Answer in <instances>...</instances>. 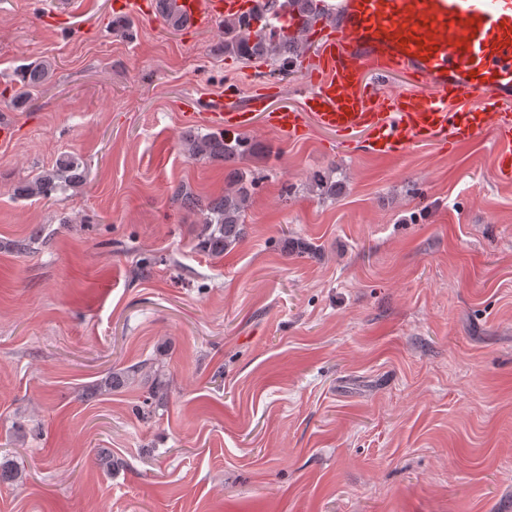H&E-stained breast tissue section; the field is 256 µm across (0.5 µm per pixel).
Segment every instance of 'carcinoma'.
Masks as SVG:
<instances>
[{
    "mask_svg": "<svg viewBox=\"0 0 512 512\" xmlns=\"http://www.w3.org/2000/svg\"><path fill=\"white\" fill-rule=\"evenodd\" d=\"M176 0H157L159 12L173 29L184 25L182 16L175 5ZM297 8L314 20L322 15L316 0H260L259 6L234 19L224 20V55L241 61L245 65L264 63L270 66V73L286 76L296 64L298 56L309 48V43L301 37H290L282 29L280 16ZM50 64L38 62L23 67L20 72V87L15 97L28 96L38 88L50 74ZM180 148L186 158L200 160L232 161L252 150L246 138L235 137L229 141L222 133L187 134L180 140ZM83 181V175L77 172V165L69 159L59 161L53 171L37 176L21 189L26 196L49 199L62 188L63 184H77ZM309 183L319 195H336V184L330 176L314 173ZM252 186L243 183L238 173L233 172L226 178L224 193L208 200L201 209L203 215L199 231L201 247L215 256L231 252L243 239L245 218L252 200ZM173 202L183 207H196L199 200L187 188L180 184L171 193ZM139 382L147 388L144 406L150 407V401L160 397L166 390L162 375L140 361L119 376L110 375L92 386L91 394L110 392L118 381Z\"/></svg>",
    "mask_w": 512,
    "mask_h": 512,
    "instance_id": "1",
    "label": "carcinoma"
}]
</instances>
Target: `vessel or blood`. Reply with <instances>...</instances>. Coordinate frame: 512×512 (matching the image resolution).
<instances>
[{"mask_svg": "<svg viewBox=\"0 0 512 512\" xmlns=\"http://www.w3.org/2000/svg\"><path fill=\"white\" fill-rule=\"evenodd\" d=\"M257 0H177L189 27L203 29L250 11ZM113 10L135 17L154 12L153 0H115ZM328 18L307 23L282 16L290 33L313 41L298 68L300 107L264 111L267 89L243 104L214 99L210 125L245 130L255 120L296 139L307 124L339 136H361V150L395 158L423 144L449 149L488 139L494 174L512 180V0H335ZM413 85L384 87L393 73Z\"/></svg>", "mask_w": 512, "mask_h": 512, "instance_id": "vessel-or-blood-1", "label": "vessel or blood"}]
</instances>
